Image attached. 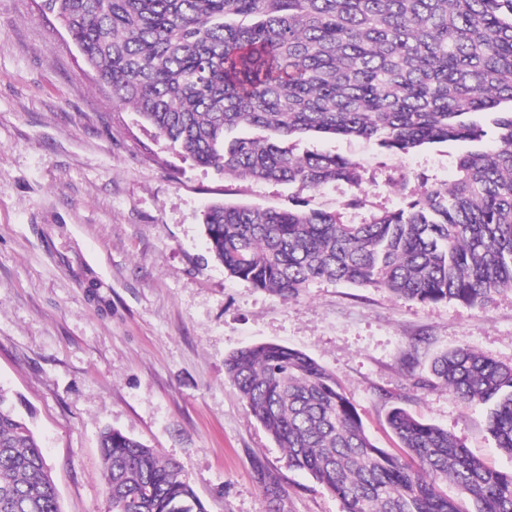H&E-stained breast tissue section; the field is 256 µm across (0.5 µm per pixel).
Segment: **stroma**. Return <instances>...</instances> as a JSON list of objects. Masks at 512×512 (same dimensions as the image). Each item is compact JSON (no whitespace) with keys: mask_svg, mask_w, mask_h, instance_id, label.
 I'll use <instances>...</instances> for the list:
<instances>
[{"mask_svg":"<svg viewBox=\"0 0 512 512\" xmlns=\"http://www.w3.org/2000/svg\"><path fill=\"white\" fill-rule=\"evenodd\" d=\"M292 147L360 163L375 210L404 206L393 187L402 176L451 181L458 152L394 154L355 138ZM349 196L343 185L314 194L195 165L113 102L42 0H0V389L30 410L62 512H110L105 426L180 464L208 512H343L224 375L231 352L261 342L332 372L379 447H393L385 415L400 407L512 470L485 411L428 372L458 347L512 365L511 293L482 308L421 305L322 280L286 300L229 277L207 251L201 213L212 202L332 211Z\"/></svg>","mask_w":512,"mask_h":512,"instance_id":"35a3bbf8","label":"stroma"}]
</instances>
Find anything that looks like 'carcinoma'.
I'll return each instance as SVG.
<instances>
[{"instance_id":"cac0c4a2","label":"carcinoma","mask_w":512,"mask_h":512,"mask_svg":"<svg viewBox=\"0 0 512 512\" xmlns=\"http://www.w3.org/2000/svg\"><path fill=\"white\" fill-rule=\"evenodd\" d=\"M115 102L196 165L243 179L352 190L356 161L286 146L358 138L391 153L462 143L453 183L421 178L404 207L344 212L216 202L202 217L231 277L284 299L318 280L420 304L483 307L512 293V0H43ZM454 398L487 408L512 457V366L470 348L437 356ZM249 413L343 512H512V471L401 407L397 451L372 442L335 377L276 343L224 360ZM99 448L111 512H207L179 466L109 426ZM451 485L456 496L445 490ZM0 512H61L33 431L0 389Z\"/></svg>"}]
</instances>
